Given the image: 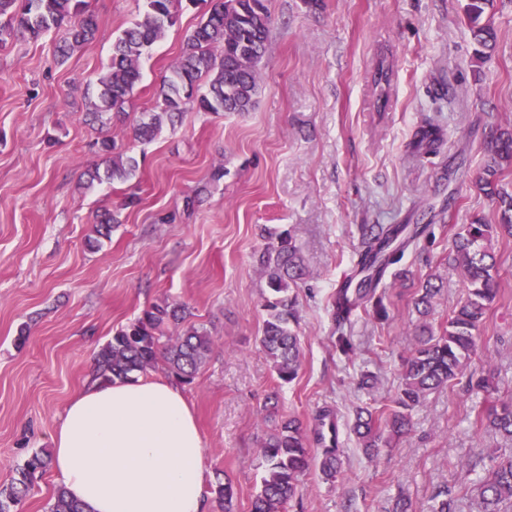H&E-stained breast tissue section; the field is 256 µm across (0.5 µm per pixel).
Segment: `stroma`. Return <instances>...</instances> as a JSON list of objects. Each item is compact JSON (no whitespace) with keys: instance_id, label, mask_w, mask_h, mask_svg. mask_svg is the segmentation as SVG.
I'll return each mask as SVG.
<instances>
[{"instance_id":"stroma-1","label":"stroma","mask_w":512,"mask_h":512,"mask_svg":"<svg viewBox=\"0 0 512 512\" xmlns=\"http://www.w3.org/2000/svg\"><path fill=\"white\" fill-rule=\"evenodd\" d=\"M494 4L497 48L485 67L475 60L465 0H322L316 11L304 0H267L273 23L254 109L191 110L148 144L131 128L153 108L208 0H184L144 64L127 118L105 125L86 124L84 114L138 0H90L95 37L65 64L54 60L57 32L0 48V487L32 451L51 449L102 345L168 299L187 304L212 335L184 392L204 438L206 476L221 470L232 480L235 512H249L263 475L260 443L277 421L300 419L312 439L326 409L344 450L342 474L328 482L311 470L287 512H388L401 493L413 512H430L443 488L456 512H477L489 455L512 449L477 418L489 402L512 399V238L492 245L500 293L472 363L489 392L456 385L431 394L409 434L374 459L352 422L356 407L396 395L414 343L417 283H441L431 320L444 323L465 295L448 263L454 232L477 217L497 220L475 185L492 130L512 126V0ZM382 63L392 69L384 93L374 83ZM427 122L442 130L429 154L413 144ZM105 135L137 158L132 184L86 186V171L101 162L94 143ZM219 167L224 177L212 181ZM133 184L139 200L128 206ZM193 194L198 202L185 208ZM425 202L435 226L402 260L407 279L389 283L388 319L358 311L354 349L340 354L329 301L356 269L360 225L420 223L416 207ZM104 208L118 211L120 224L92 249ZM265 230L291 233L310 271L294 290L303 367L290 383L277 379L258 343L266 288L254 255ZM366 371L379 377L374 389L360 385ZM271 394L273 417L264 409Z\"/></svg>"}]
</instances>
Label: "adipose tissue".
<instances>
[{
  "label": "adipose tissue",
  "instance_id": "obj_1",
  "mask_svg": "<svg viewBox=\"0 0 512 512\" xmlns=\"http://www.w3.org/2000/svg\"><path fill=\"white\" fill-rule=\"evenodd\" d=\"M52 444L55 471L88 512H208L203 438L175 382L87 386Z\"/></svg>",
  "mask_w": 512,
  "mask_h": 512
}]
</instances>
